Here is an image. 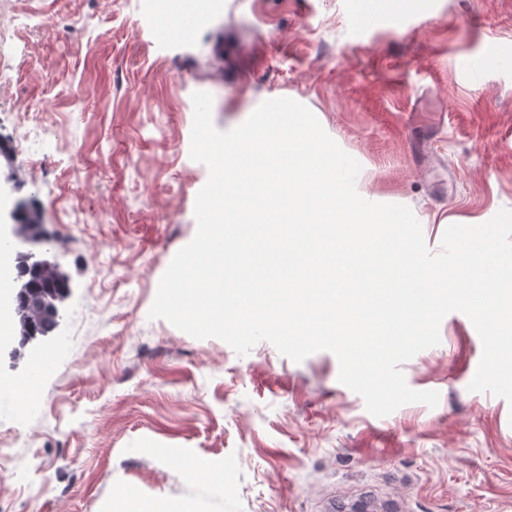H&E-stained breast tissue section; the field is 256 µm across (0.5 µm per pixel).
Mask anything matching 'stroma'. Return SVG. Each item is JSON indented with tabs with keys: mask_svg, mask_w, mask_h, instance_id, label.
I'll return each mask as SVG.
<instances>
[{
	"mask_svg": "<svg viewBox=\"0 0 512 512\" xmlns=\"http://www.w3.org/2000/svg\"><path fill=\"white\" fill-rule=\"evenodd\" d=\"M158 0H0V172L43 215L69 278L59 328L0 358L51 365L0 482L14 512H321L372 491L410 512H512V405L469 391L482 343L462 313L402 364L440 395L370 414L319 351L244 356L149 319L196 234L207 167L190 157L192 94L221 131L263 102L305 105L361 165L370 201L409 206L439 249L443 215L512 209V0H216L189 35H157ZM109 276H102V268Z\"/></svg>",
	"mask_w": 512,
	"mask_h": 512,
	"instance_id": "1",
	"label": "stroma"
}]
</instances>
